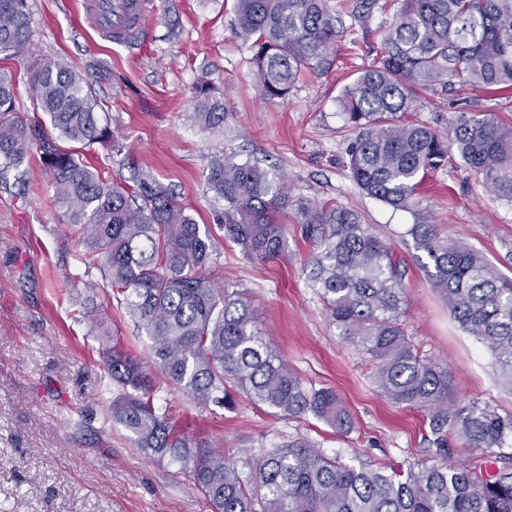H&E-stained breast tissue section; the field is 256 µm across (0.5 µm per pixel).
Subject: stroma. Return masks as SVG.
<instances>
[{
	"label": "stroma",
	"instance_id": "obj_1",
	"mask_svg": "<svg viewBox=\"0 0 512 512\" xmlns=\"http://www.w3.org/2000/svg\"><path fill=\"white\" fill-rule=\"evenodd\" d=\"M356 0H327L336 41L320 64L302 69L285 99H263L252 51L232 31L236 0H152L144 30L128 43L104 38L86 20L81 0H31L33 54H0V72L18 87V112L35 111L29 90L34 60L69 63L86 79L98 112L123 145L81 147L57 139L108 181L132 184L151 175L197 224L209 225L220 204L206 190L214 153L258 160L284 174L293 196L342 206L409 262L401 320L414 344L446 365L460 404L476 401L512 414V387L490 349L463 331L415 261L406 230L421 222L441 236L482 252L512 277V204L495 197L458 156L431 171L409 206L396 210L363 193L346 166L354 137L340 103L343 88L380 51L400 0H377L364 19ZM208 77L224 87V125L204 129L184 119L192 86ZM460 112H488L512 126V92L421 91L408 118L445 130ZM25 182L0 184V512H211L188 468L142 451L110 416L117 389L103 368L100 342L81 318L94 294L112 333L140 358L151 339L111 295L105 280L84 286L81 240L64 239L63 221L39 150ZM220 258L213 274L246 293L259 326L307 385L331 388L355 429L341 436L306 414L278 417L237 397L234 405L199 407L158 383L156 402L199 439L240 461L297 439L342 463L429 459L423 412L393 406L376 391L366 362L331 325L304 270L312 251L291 239L289 260L260 261L214 230Z\"/></svg>",
	"mask_w": 512,
	"mask_h": 512
}]
</instances>
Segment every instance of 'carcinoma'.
Segmentation results:
<instances>
[{
  "instance_id": "obj_1",
  "label": "carcinoma",
  "mask_w": 512,
  "mask_h": 512,
  "mask_svg": "<svg viewBox=\"0 0 512 512\" xmlns=\"http://www.w3.org/2000/svg\"><path fill=\"white\" fill-rule=\"evenodd\" d=\"M235 36L253 52L256 86L268 100L290 92L301 69L336 40L326 0H237ZM30 0H0V53L30 51ZM36 111L58 136L121 151L100 125L82 75L58 60L29 68ZM512 90V0H401L379 57L345 86L341 105L356 131L348 168L368 196L408 207L425 175L454 152L502 200L512 204V127L491 114L458 113L439 132L405 120L420 88ZM187 119L224 124V92L205 77L194 84ZM38 120L16 111L15 83L0 73V179L23 182ZM42 164L67 234L85 244L84 276L98 271L121 305L153 339L155 373L107 331V312L89 301L84 320L103 333L101 362L119 389L112 420L145 452L191 465L214 512H512V415L454 398L448 368L429 359L400 318L407 266L393 248L343 207L294 197L285 178L231 156L210 160L207 189L224 207L214 221L250 257L288 260V225L313 251L308 277L329 320L371 367L390 404L424 413L435 452L426 461L350 466L299 440L244 459L192 439L169 409L156 406V377L200 406L226 407L241 394L281 417L312 414L339 434L354 421L335 391L309 387L262 335L243 294L208 276L219 258L200 227L149 175L131 187L106 180L71 152L42 142ZM427 275L452 318L492 351L512 386V278L485 256L441 236L434 224L407 229ZM479 457L454 464L459 453Z\"/></svg>"
}]
</instances>
